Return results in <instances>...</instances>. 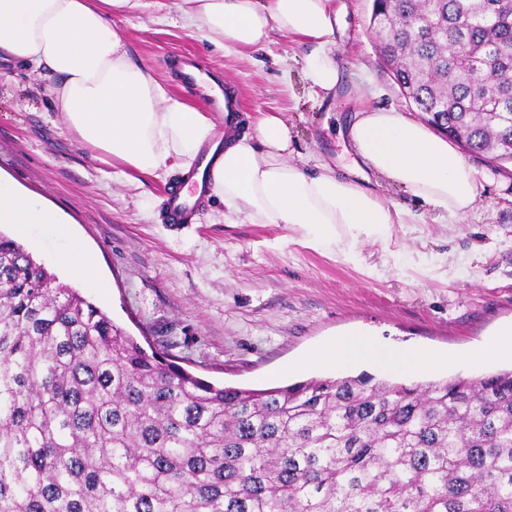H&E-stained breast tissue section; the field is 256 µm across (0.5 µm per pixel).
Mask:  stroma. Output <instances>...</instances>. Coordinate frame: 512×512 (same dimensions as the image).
I'll return each instance as SVG.
<instances>
[{"mask_svg":"<svg viewBox=\"0 0 512 512\" xmlns=\"http://www.w3.org/2000/svg\"><path fill=\"white\" fill-rule=\"evenodd\" d=\"M166 2L160 10L117 17L135 61L170 96L204 110L202 92L180 84L179 59L192 54L234 92L241 116L284 112L291 159L307 169L325 164L363 182L371 172L340 128L367 107L422 118L380 63L369 28L373 0H336L341 83L322 99L304 78L306 44L277 35L263 49L227 55L184 28L175 0ZM53 83L48 72L0 62V178L63 219L53 234L13 224L0 232L74 288L78 280L58 257L70 239L80 240L101 281L80 288L82 296L196 377L220 387L284 386L334 376V369L301 361L351 331L398 350L462 355L512 326V162L467 155L478 207L457 219L382 184L385 198L416 220L394 225L388 245L359 242L348 261L337 250L309 247L296 226L225 223L224 205L213 195L194 223H168L165 194L178 186L180 173L141 172L80 144L53 108ZM511 367L505 360L374 375L411 384Z\"/></svg>","mask_w":512,"mask_h":512,"instance_id":"1","label":"stroma"}]
</instances>
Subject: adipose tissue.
I'll list each match as a JSON object with an SVG mask.
<instances>
[{"label": "adipose tissue", "instance_id": "ef3b65f1", "mask_svg": "<svg viewBox=\"0 0 512 512\" xmlns=\"http://www.w3.org/2000/svg\"><path fill=\"white\" fill-rule=\"evenodd\" d=\"M160 0H0V59L48 69L66 127L85 145L144 172L189 169L215 131L198 109L168 96L151 70L136 63L115 17L159 6ZM187 28L223 49L259 48L273 35L311 46L305 77L312 88L335 91L333 56L339 10L335 0H181ZM368 168L407 189L440 216L472 211L477 179L459 150L425 123L393 108L371 107L347 130ZM291 130L278 112L258 118L253 133L229 130L213 170V194L224 219L292 224L316 248L338 247L352 257L360 238L387 242L412 212L388 203L371 187L323 165L309 170L288 159ZM57 215L0 180V223L56 228ZM424 351L395 354L360 334L329 340L307 364L336 370L362 364L393 372L424 371L441 363Z\"/></svg>", "mask_w": 512, "mask_h": 512}]
</instances>
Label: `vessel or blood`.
Here are the masks:
<instances>
[{
    "instance_id": "obj_1",
    "label": "vessel or blood",
    "mask_w": 512,
    "mask_h": 512,
    "mask_svg": "<svg viewBox=\"0 0 512 512\" xmlns=\"http://www.w3.org/2000/svg\"><path fill=\"white\" fill-rule=\"evenodd\" d=\"M182 82L186 86L201 89L213 111L232 118L239 107L236 98L225 95L222 84L215 82L190 55L181 57ZM218 144H211L199 153L198 164L185 176L180 187L169 190L165 198L164 217L172 224L191 223L202 200L211 189L210 173L220 156Z\"/></svg>"
}]
</instances>
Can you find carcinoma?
Masks as SVG:
<instances>
[{"mask_svg":"<svg viewBox=\"0 0 512 512\" xmlns=\"http://www.w3.org/2000/svg\"><path fill=\"white\" fill-rule=\"evenodd\" d=\"M373 8L427 122L511 160L512 3ZM0 512H512V370L218 387L0 233Z\"/></svg>","mask_w":512,"mask_h":512,"instance_id":"1","label":"carcinoma"}]
</instances>
